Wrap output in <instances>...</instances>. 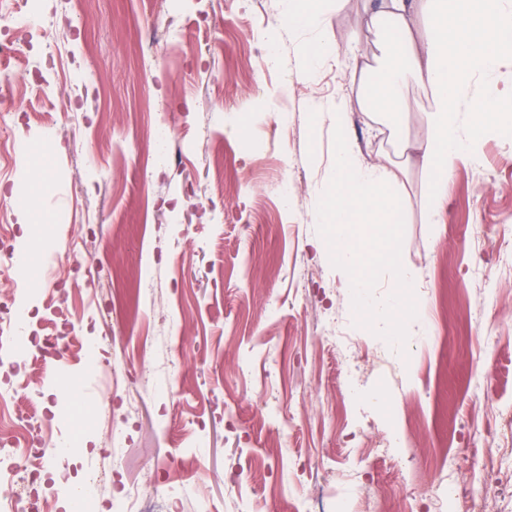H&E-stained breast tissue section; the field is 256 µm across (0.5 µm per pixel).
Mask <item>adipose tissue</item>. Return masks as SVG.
Here are the masks:
<instances>
[{
	"label": "adipose tissue",
	"mask_w": 512,
	"mask_h": 512,
	"mask_svg": "<svg viewBox=\"0 0 512 512\" xmlns=\"http://www.w3.org/2000/svg\"><path fill=\"white\" fill-rule=\"evenodd\" d=\"M425 38L417 40V23ZM388 63L377 75L365 76L352 64L360 87L355 96L337 99L325 114L338 132L329 190L316 195L331 236L345 285L372 304L370 271L381 262L387 245L380 233L395 223L398 197L389 188L396 178L382 164L367 165L344 131L351 112L380 107L387 115L400 111L408 84L430 98L425 135L418 144L422 165L432 175L426 223H435L448 204V176L462 161L477 162L469 137L458 124L457 103L474 80L482 89L471 105L473 128L512 125V93L501 90L491 75L512 62V0H376L365 21Z\"/></svg>",
	"instance_id": "obj_1"
}]
</instances>
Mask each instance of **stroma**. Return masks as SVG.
Here are the masks:
<instances>
[{"label": "stroma", "mask_w": 512, "mask_h": 512, "mask_svg": "<svg viewBox=\"0 0 512 512\" xmlns=\"http://www.w3.org/2000/svg\"><path fill=\"white\" fill-rule=\"evenodd\" d=\"M366 4L344 0L325 23L291 30L288 0H17L43 23L6 66L0 142L19 149L0 153V186L37 206L0 198V287L57 325L59 376L28 406L45 443L70 449L68 475L46 466L55 483L100 478L94 512L153 475L180 493L177 512L203 499L220 512H297L313 494L324 512H401L410 476L418 512H433L441 483L489 487L484 512H512V473L486 469L512 457V135H477L479 163L454 168L448 208L428 224V171L397 156L389 129L423 137V90L410 85L393 121L353 113L366 163L402 166L374 310L344 287L318 220L336 133L311 107L349 94L353 58H327L309 79L293 61L304 42L360 30ZM263 53L281 67L260 69ZM161 120L168 158L143 166ZM403 267L420 273L413 287H400ZM332 320L387 357L371 371L354 363L349 392ZM118 351L167 395L113 394ZM103 406L129 431L113 476L94 423ZM242 467L248 484H225ZM365 484L376 497L356 494Z\"/></svg>", "instance_id": "stroma-1"}]
</instances>
